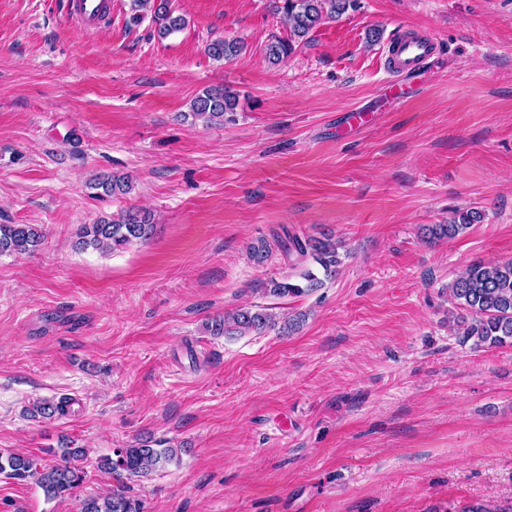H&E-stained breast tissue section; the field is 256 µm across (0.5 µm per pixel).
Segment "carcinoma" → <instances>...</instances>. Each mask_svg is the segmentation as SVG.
Here are the masks:
<instances>
[{"instance_id": "1", "label": "carcinoma", "mask_w": 512, "mask_h": 512, "mask_svg": "<svg viewBox=\"0 0 512 512\" xmlns=\"http://www.w3.org/2000/svg\"><path fill=\"white\" fill-rule=\"evenodd\" d=\"M358 0H273L275 11L283 14L288 22L289 36L273 35L265 45V58L273 66L301 43L325 20H334L357 7ZM130 21L139 24L150 19L158 38L166 39L183 30L186 19L171 9L170 0H129ZM244 43L237 39L218 38L205 47V52L214 60L221 61L239 55ZM240 108V94L229 87L205 88L189 103V111L183 118H192L206 126H223L236 121ZM94 187L112 197L126 196L133 190L132 178L127 174H100L94 178ZM483 219L477 208L456 209L446 224H427L422 228L425 238L436 243L454 239L467 232ZM155 232L154 217L143 209L124 210L110 218H101L94 224H82L76 233V245L85 250L89 247L102 253L124 249L135 243L149 241ZM44 235L35 224H0V255L27 253L37 250ZM341 243L329 237L302 238L288 233L275 238V244L262 242L250 250L251 259L262 264L278 250L288 258H296L301 265L311 259L319 264L326 274L336 272L341 263L338 249ZM322 285L314 272L303 269L298 279H272L266 292L274 297H300ZM449 301L460 310L453 331L463 336V341H473V348L512 346V261H478L469 265L448 287ZM303 315L289 316L278 324L277 316L267 309L243 307L209 325L214 335L232 336L247 332H261L280 326L282 332L298 330ZM71 399L43 400L34 406V412L52 419L66 415ZM173 448H154L148 441L136 446L116 448L113 456L104 460V468L116 475L123 473L139 477L163 466L174 458ZM82 448L62 450L61 462L47 466L35 458L14 454H0V474L14 479H36V484L47 498L60 497L79 486L83 471L76 462L83 459ZM82 512H144L141 501L115 490L104 497L89 498L82 504Z\"/></svg>"}]
</instances>
